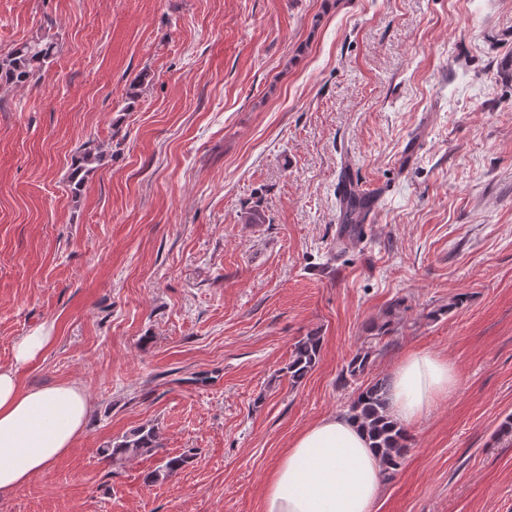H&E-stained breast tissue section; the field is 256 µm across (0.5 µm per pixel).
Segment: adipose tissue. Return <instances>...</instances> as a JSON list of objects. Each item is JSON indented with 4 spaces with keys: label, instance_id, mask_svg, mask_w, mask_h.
Segmentation results:
<instances>
[{
    "label": "adipose tissue",
    "instance_id": "1",
    "mask_svg": "<svg viewBox=\"0 0 512 512\" xmlns=\"http://www.w3.org/2000/svg\"><path fill=\"white\" fill-rule=\"evenodd\" d=\"M53 341L43 326L15 347L12 366L0 368V498L24 489L62 458L86 426L89 404L73 384L24 386L20 372ZM456 386L455 368L437 355L407 356L392 373L387 413L408 424ZM382 462L346 415L323 418L300 433L272 473L264 512H375Z\"/></svg>",
    "mask_w": 512,
    "mask_h": 512
}]
</instances>
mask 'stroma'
<instances>
[{
  "label": "stroma",
  "instance_id": "stroma-1",
  "mask_svg": "<svg viewBox=\"0 0 512 512\" xmlns=\"http://www.w3.org/2000/svg\"><path fill=\"white\" fill-rule=\"evenodd\" d=\"M42 35L40 83L0 88V368L53 325L21 380L90 412L0 512H263L385 322L362 383L417 351L458 382L376 512H512V0H0V55ZM341 180L383 195L340 245ZM142 426L154 454L103 457ZM105 156L97 148L88 146L80 149L75 156L69 173L71 191L77 195L81 192L88 174L97 166L102 164ZM390 323H384L380 327L377 328V335L378 336H372L373 340H377V343L374 345H371L372 342H370V345L367 347H361L356 350V352L350 357V359L345 363L342 371H341V379L343 381L344 385H348L350 382L357 381L369 368L372 357H374L377 351L380 349H377V344L380 343V340H382L383 335L388 332V326ZM321 349V338L317 334H308L294 347L291 359L284 368L289 379L298 383L312 370ZM191 459L189 454H181L175 457H167L162 465L151 471L146 478L151 482L166 480L175 475Z\"/></svg>",
  "mask_w": 512,
  "mask_h": 512
}]
</instances>
